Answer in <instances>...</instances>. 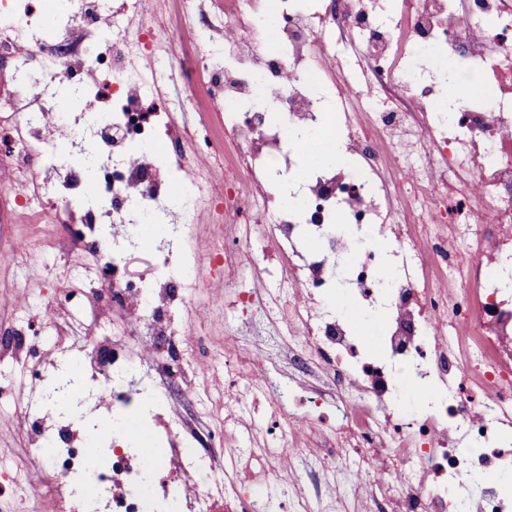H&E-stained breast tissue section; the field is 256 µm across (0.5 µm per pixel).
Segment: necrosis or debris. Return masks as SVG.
Segmentation results:
<instances>
[{"mask_svg": "<svg viewBox=\"0 0 512 512\" xmlns=\"http://www.w3.org/2000/svg\"><path fill=\"white\" fill-rule=\"evenodd\" d=\"M294 2L157 0L161 33L132 27L140 0H68L51 28L49 0H0V195L14 201L0 223L26 227L0 261L26 267L52 225L68 226L58 295L76 308L112 300L111 359L94 346L81 359L112 391L116 436L91 482L112 512H269L295 402L318 409L321 390L266 377L277 405L221 461L192 451L194 423L150 382L170 361L194 372L214 336L247 324L267 336L270 364L292 336L335 387L354 382L336 403V447L306 464L284 512H312L346 458L388 512H512V490L485 478L512 476V0ZM444 56L491 102L440 111ZM60 81L77 110L58 112ZM294 130L334 137L345 167L301 175ZM217 283L224 311L195 331L191 310ZM377 311L368 354L355 326ZM11 333L29 351L82 328L26 309ZM141 335L159 342L151 356L131 342ZM224 366L233 396L197 398L218 439L249 373ZM415 387L432 397L413 410ZM87 440L64 420L37 429L41 512H82L69 482Z\"/></svg>", "mask_w": 512, "mask_h": 512, "instance_id": "obj_1", "label": "necrosis or debris"}]
</instances>
